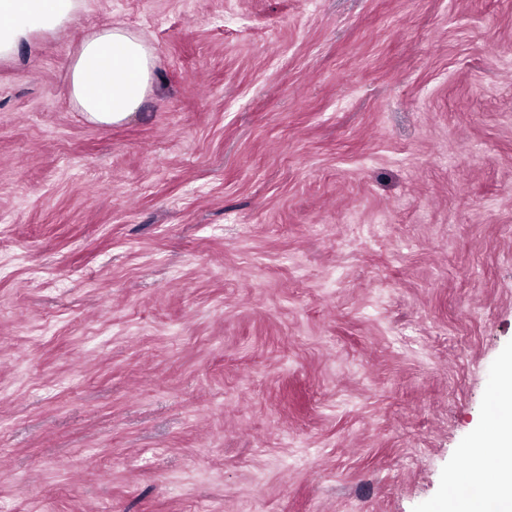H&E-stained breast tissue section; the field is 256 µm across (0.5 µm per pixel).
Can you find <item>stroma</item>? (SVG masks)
I'll list each match as a JSON object with an SVG mask.
<instances>
[{
    "mask_svg": "<svg viewBox=\"0 0 512 512\" xmlns=\"http://www.w3.org/2000/svg\"><path fill=\"white\" fill-rule=\"evenodd\" d=\"M122 25L155 83L88 122ZM512 356V0H82L0 60V512H435ZM153 81L151 48L119 26L87 35L69 66L74 109L101 125L125 121L145 100Z\"/></svg>",
    "mask_w": 512,
    "mask_h": 512,
    "instance_id": "obj_1",
    "label": "stroma"
}]
</instances>
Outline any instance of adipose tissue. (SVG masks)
Returning a JSON list of instances; mask_svg holds the SVG:
<instances>
[{"mask_svg": "<svg viewBox=\"0 0 512 512\" xmlns=\"http://www.w3.org/2000/svg\"><path fill=\"white\" fill-rule=\"evenodd\" d=\"M80 0H0V59L38 33H52L70 22ZM154 81L151 48L125 28L92 32L80 44L69 66L72 105L90 122L125 121L147 97ZM493 401L496 417L486 423L493 432L490 447H477L475 474L485 495L453 501V512H512V366L503 373Z\"/></svg>", "mask_w": 512, "mask_h": 512, "instance_id": "ef3b65f1", "label": "adipose tissue"}]
</instances>
